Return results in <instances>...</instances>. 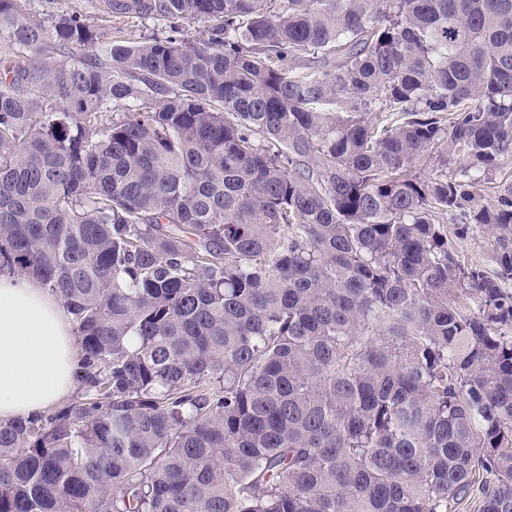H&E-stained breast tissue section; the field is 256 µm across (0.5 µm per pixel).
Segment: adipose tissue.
Returning a JSON list of instances; mask_svg holds the SVG:
<instances>
[{"instance_id": "ef3b65f1", "label": "adipose tissue", "mask_w": 512, "mask_h": 512, "mask_svg": "<svg viewBox=\"0 0 512 512\" xmlns=\"http://www.w3.org/2000/svg\"><path fill=\"white\" fill-rule=\"evenodd\" d=\"M79 367L66 307L35 278L0 276V420L69 398Z\"/></svg>"}]
</instances>
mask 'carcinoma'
Masks as SVG:
<instances>
[{"mask_svg": "<svg viewBox=\"0 0 512 512\" xmlns=\"http://www.w3.org/2000/svg\"><path fill=\"white\" fill-rule=\"evenodd\" d=\"M100 12L0 0V275L82 391L0 421V512H512V0ZM168 24L163 20L130 17L116 20L112 23V26L123 28L122 35H125L126 38L143 40V38H148L153 34H161L164 31H168ZM491 243L486 234L480 230L474 236L459 240L457 249L469 263L485 265L489 261Z\"/></svg>", "mask_w": 512, "mask_h": 512, "instance_id": "cac0c4a2", "label": "carcinoma"}]
</instances>
